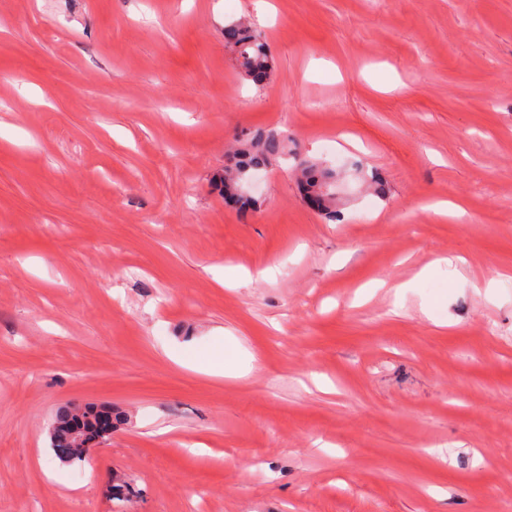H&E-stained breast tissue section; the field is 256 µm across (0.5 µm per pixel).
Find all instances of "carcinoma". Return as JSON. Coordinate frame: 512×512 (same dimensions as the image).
<instances>
[{
  "instance_id": "1",
  "label": "carcinoma",
  "mask_w": 512,
  "mask_h": 512,
  "mask_svg": "<svg viewBox=\"0 0 512 512\" xmlns=\"http://www.w3.org/2000/svg\"><path fill=\"white\" fill-rule=\"evenodd\" d=\"M225 45L236 52L239 66L245 75L256 83L267 81L271 75L272 64L266 44L261 35L248 26L232 23L224 29ZM285 155L284 140L275 132L259 133L249 143L236 152L234 168L224 177L223 191L225 199L239 205L242 209L256 208V201L236 192V189L244 182L250 171L261 166H266L271 161ZM299 171L303 178L301 187L304 193L328 186L326 200L321 215L328 220H336L338 207H336V182L338 174L336 170L322 164L303 161L299 164ZM112 417V412L88 406L82 413V425L87 432L95 433L96 423L102 416ZM77 421L74 408L66 406L58 409L54 422L62 424L56 431L53 440L50 441L53 448H69L71 452L59 456L65 463L83 461V455L78 449L71 448V440L68 436L73 422Z\"/></svg>"
}]
</instances>
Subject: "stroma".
<instances>
[{
	"instance_id": "35a3bbf8",
	"label": "stroma",
	"mask_w": 512,
	"mask_h": 512,
	"mask_svg": "<svg viewBox=\"0 0 512 512\" xmlns=\"http://www.w3.org/2000/svg\"><path fill=\"white\" fill-rule=\"evenodd\" d=\"M0 512H512V0H0ZM224 42L236 52L239 66L249 79L256 83L269 79L271 58L259 33L249 26L232 23L224 29ZM285 141L275 132L259 133L249 143L236 152L234 168L224 177L223 194L225 199L239 205L242 209L256 208V201L241 193H227L228 190L237 189L244 182L251 170L266 166L271 161L285 155ZM299 171L304 179L301 183V187L305 196L313 190L321 189L323 186L330 184L326 193L323 210L320 214L328 220L336 221L339 212L338 207H336V195L338 194V190L336 191V195L334 194L336 182H338L336 170L322 164L303 161L299 164ZM103 415H106L110 420H112V411L98 409L94 406H85V409L82 413V421H79L77 416L74 414L73 406L59 408L54 418L53 424L60 423L62 424V427L56 431L53 436V440L50 438L51 448H73L71 445L72 441L68 436L72 421H79L78 423H82L87 432L94 434L96 423L98 422V419ZM60 449L58 450L60 451Z\"/></svg>"
}]
</instances>
